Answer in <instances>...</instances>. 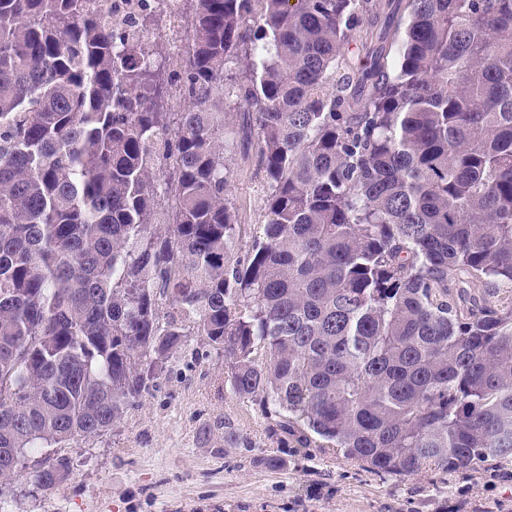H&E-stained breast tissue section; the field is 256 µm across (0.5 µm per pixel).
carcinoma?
<instances>
[{
    "instance_id": "1",
    "label": "carcinoma",
    "mask_w": 512,
    "mask_h": 512,
    "mask_svg": "<svg viewBox=\"0 0 512 512\" xmlns=\"http://www.w3.org/2000/svg\"><path fill=\"white\" fill-rule=\"evenodd\" d=\"M189 2L173 68L87 0H0V481L190 336L280 448L512 462V0ZM231 126L266 197L236 258Z\"/></svg>"
}]
</instances>
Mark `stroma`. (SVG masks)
I'll return each instance as SVG.
<instances>
[{
	"label": "stroma",
	"instance_id": "obj_1",
	"mask_svg": "<svg viewBox=\"0 0 512 512\" xmlns=\"http://www.w3.org/2000/svg\"><path fill=\"white\" fill-rule=\"evenodd\" d=\"M239 248L263 220L254 157L233 154ZM232 425L244 444H224ZM257 405L225 381L224 360L200 341L169 362L156 388L105 433L30 458H64L66 480L44 493L20 472L0 483V512H512V463L448 473H377L316 448H279ZM278 457V467L265 459Z\"/></svg>",
	"mask_w": 512,
	"mask_h": 512
}]
</instances>
